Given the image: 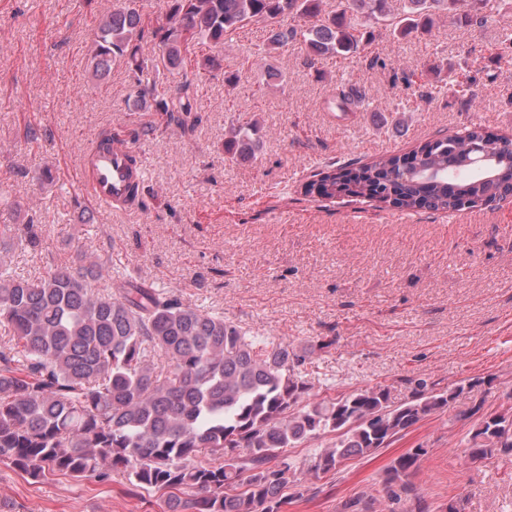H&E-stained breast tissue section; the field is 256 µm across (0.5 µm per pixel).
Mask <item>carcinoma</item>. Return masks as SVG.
<instances>
[{
  "label": "carcinoma",
  "mask_w": 512,
  "mask_h": 512,
  "mask_svg": "<svg viewBox=\"0 0 512 512\" xmlns=\"http://www.w3.org/2000/svg\"><path fill=\"white\" fill-rule=\"evenodd\" d=\"M323 2L168 0L149 48L146 19L128 0L99 18L93 70L103 76L123 64L138 74L151 67L177 74L176 93L148 80L139 95L159 112H189L190 89L219 66L215 55L197 50L223 45L252 22L268 28L269 50L298 44L313 62L361 54L380 25L403 39L430 33L441 12L481 25L487 14L512 8V0H403L399 10L390 0H345L327 14ZM286 17L303 24L285 27ZM257 125H231L224 154L253 159ZM511 192L512 139L480 126L404 154L326 165L306 183V193L323 199L362 198L406 212L453 213ZM15 239L39 254L34 229L22 237L16 225L0 224V244ZM0 326L13 334L0 348V462L33 480L117 475L129 490L158 496L163 512H281L312 486L297 477L287 449L334 436L307 473L336 474L484 384L471 378L437 388L410 379L401 404L381 385L323 396L309 367L334 340L297 350L254 336L133 275L107 252L48 262L42 276L26 278L0 248ZM467 448L473 461L512 452V404L485 413ZM423 452L411 448L393 459L375 493L346 500L341 512H403L407 499L428 512L412 482Z\"/></svg>",
  "instance_id": "obj_1"
}]
</instances>
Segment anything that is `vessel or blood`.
<instances>
[{"label": "vessel or blood", "instance_id": "1", "mask_svg": "<svg viewBox=\"0 0 512 512\" xmlns=\"http://www.w3.org/2000/svg\"><path fill=\"white\" fill-rule=\"evenodd\" d=\"M146 172V161L132 140L118 138L86 147L72 178L99 208L122 210L130 204L133 186L143 184Z\"/></svg>", "mask_w": 512, "mask_h": 512}]
</instances>
